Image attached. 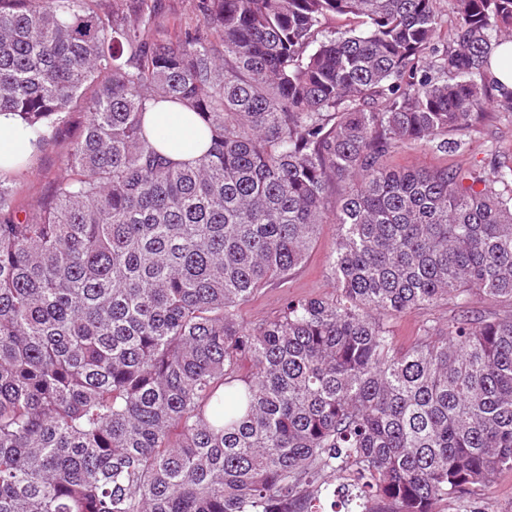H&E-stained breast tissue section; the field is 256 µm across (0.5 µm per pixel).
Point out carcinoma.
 <instances>
[{"label": "carcinoma", "instance_id": "1", "mask_svg": "<svg viewBox=\"0 0 512 512\" xmlns=\"http://www.w3.org/2000/svg\"><path fill=\"white\" fill-rule=\"evenodd\" d=\"M0 0V112L36 151L84 108L51 197L0 169V512H488L512 470V167L459 150L512 0H198L171 40L137 0ZM210 134L175 164L142 117ZM343 185L331 203L336 184ZM336 225V292L239 310ZM453 301L396 347L384 317ZM144 128L156 149L176 163H190L207 148L209 139L194 112L163 102L144 115ZM470 497L496 512H512V472L497 474L489 485L476 489Z\"/></svg>", "mask_w": 512, "mask_h": 512}]
</instances>
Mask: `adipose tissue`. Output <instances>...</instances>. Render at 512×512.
I'll return each instance as SVG.
<instances>
[{"label": "adipose tissue", "mask_w": 512, "mask_h": 512, "mask_svg": "<svg viewBox=\"0 0 512 512\" xmlns=\"http://www.w3.org/2000/svg\"><path fill=\"white\" fill-rule=\"evenodd\" d=\"M144 128L156 149L176 163H190L206 149L209 139L194 112L163 102L144 115ZM34 147L17 115L0 113V168L15 169Z\"/></svg>", "instance_id": "ef3b65f1"}]
</instances>
